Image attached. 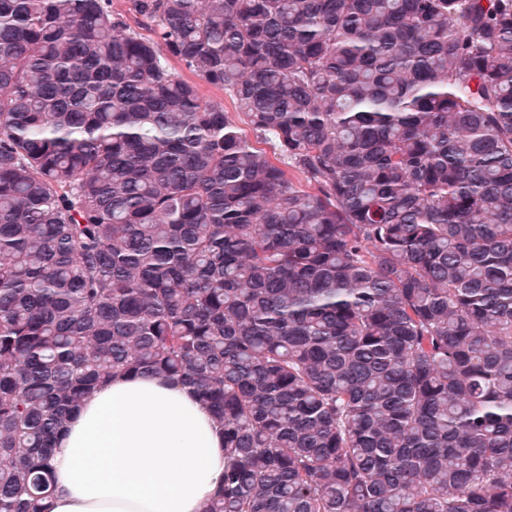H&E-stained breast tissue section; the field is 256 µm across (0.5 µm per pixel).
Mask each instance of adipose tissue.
Segmentation results:
<instances>
[{"label": "adipose tissue", "instance_id": "obj_1", "mask_svg": "<svg viewBox=\"0 0 512 512\" xmlns=\"http://www.w3.org/2000/svg\"><path fill=\"white\" fill-rule=\"evenodd\" d=\"M50 512H203L224 481V434L164 379L115 376L60 431Z\"/></svg>", "mask_w": 512, "mask_h": 512}]
</instances>
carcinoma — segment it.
<instances>
[{
  "instance_id": "obj_1",
  "label": "carcinoma",
  "mask_w": 512,
  "mask_h": 512,
  "mask_svg": "<svg viewBox=\"0 0 512 512\" xmlns=\"http://www.w3.org/2000/svg\"><path fill=\"white\" fill-rule=\"evenodd\" d=\"M131 2L0 0V512L140 374L203 512H512V0ZM168 64L169 67L182 78L197 82L199 95L204 101L219 105L223 107L226 112L235 111L232 98L229 94L224 93V90L198 81L189 70L174 58H168Z\"/></svg>"
}]
</instances>
